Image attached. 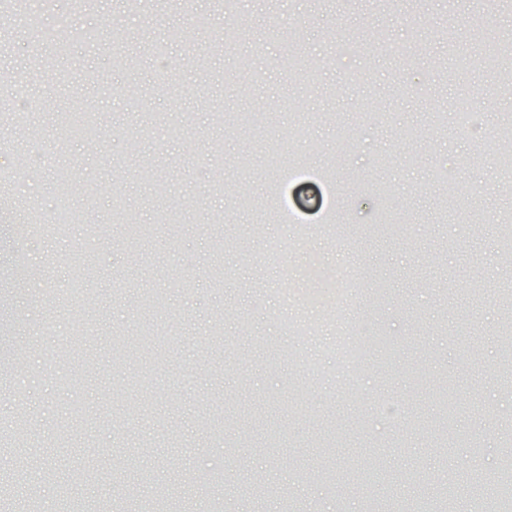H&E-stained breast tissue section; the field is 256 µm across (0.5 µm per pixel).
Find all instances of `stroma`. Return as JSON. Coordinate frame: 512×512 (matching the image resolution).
I'll list each match as a JSON object with an SVG mask.
<instances>
[{
	"label": "stroma",
	"mask_w": 512,
	"mask_h": 512,
	"mask_svg": "<svg viewBox=\"0 0 512 512\" xmlns=\"http://www.w3.org/2000/svg\"><path fill=\"white\" fill-rule=\"evenodd\" d=\"M233 10L249 33L214 52L195 18L222 26L224 0H88L79 13L42 0L41 31L15 26L0 48V94L29 102L0 127V175L47 224L66 174L79 215L63 236L0 226V337L39 336L51 312L82 353L52 367L38 348L0 375V476L19 479L7 510L67 512L77 499L150 512L162 488L177 512H209L214 499L223 512H282L287 501L298 512H412L414 497L442 487L455 512H484L512 454V358L497 336L512 297L496 290L512 179L454 117L479 86L486 136L512 126V80L483 70L488 38L512 35V7L235 0ZM118 52L132 69L113 68ZM260 104L270 107L260 129L236 123ZM67 112L92 117L98 139L69 136ZM171 123L181 137L166 135ZM132 135L157 179L130 167ZM276 157L324 178L294 182ZM284 194L302 222H270ZM163 196L182 210L178 231L157 221ZM384 209L401 234L375 230ZM131 224L154 232L131 245ZM329 246L366 273L361 402L336 377L305 381L290 357L267 367L268 343L296 349L278 316L293 283L273 279L271 248L292 269ZM77 271L92 290L83 329L74 303L36 300ZM149 294L164 297V313L147 311ZM152 323L166 342L136 345ZM411 368L447 385V426L433 428L441 409L409 384ZM382 397L400 413L381 415ZM332 430L342 443L328 449ZM353 468L381 476L355 493ZM218 472L205 499L190 496Z\"/></svg>",
	"instance_id": "stroma-1"
}]
</instances>
